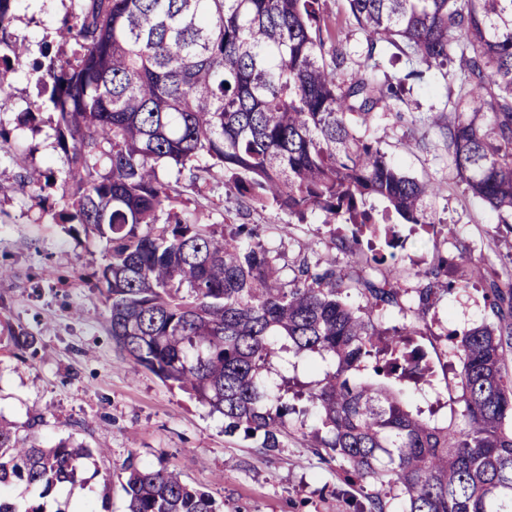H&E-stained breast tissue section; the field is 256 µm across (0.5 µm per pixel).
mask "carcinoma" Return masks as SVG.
I'll use <instances>...</instances> for the list:
<instances>
[{"instance_id": "obj_1", "label": "carcinoma", "mask_w": 512, "mask_h": 512, "mask_svg": "<svg viewBox=\"0 0 512 512\" xmlns=\"http://www.w3.org/2000/svg\"><path fill=\"white\" fill-rule=\"evenodd\" d=\"M14 0H0V49L10 48ZM62 41L70 58L43 52L39 96L56 113L67 180L65 224L106 242L98 277L109 331L132 360L224 416V433L272 452L296 408L271 394L288 382V355L322 378L297 397L322 428L316 447L374 486L361 512H512V278L485 280L462 248L433 257L407 291L374 248L391 226L434 223V185L404 173L370 137L400 85L346 63L340 31L321 0H75ZM370 46L386 43L427 68L459 59L448 150L471 194L512 213V0H348ZM231 173L238 204L274 205L302 221L316 211L350 225L337 246L351 270L305 254L283 279L278 256L248 224L219 231L176 204L161 163L194 186L210 168ZM108 171L99 172L101 161ZM385 204L380 218L368 199ZM484 282L494 321L447 334L461 364L465 427L412 412L379 378H424L431 369L409 337L440 293ZM363 307L347 302L351 294ZM408 309L414 321L384 329L372 312ZM373 360L374 381L351 371ZM83 443L41 448L0 421V512L18 510L19 482L46 498L80 477ZM127 512H217L216 502L174 473L129 457L121 468Z\"/></svg>"}]
</instances>
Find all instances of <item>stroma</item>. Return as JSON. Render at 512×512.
I'll list each match as a JSON object with an SVG mask.
<instances>
[{"label":"stroma","instance_id":"stroma-1","mask_svg":"<svg viewBox=\"0 0 512 512\" xmlns=\"http://www.w3.org/2000/svg\"><path fill=\"white\" fill-rule=\"evenodd\" d=\"M328 21L340 22L348 71L368 69L380 80L405 78L394 116L378 119L371 130L390 158L409 176L441 187L433 198L436 223L400 225V240L388 265L403 287L417 286L433 256L456 255L469 246L486 277L512 274V231L474 197L456 175L448 147L436 124L447 100L460 86L458 64L432 68L409 78L416 64L390 45L369 47L347 10L346 0H322ZM70 0H43L32 10L18 0L11 27L19 63L11 75L12 93L0 99V129L9 141L0 146V418L20 435L41 446L73 438L106 449V457L84 459L89 493L76 499L53 493L43 499L46 512H124L120 467L128 457L142 464L180 473L191 487L208 492L219 512H359L371 491L348 475L345 464L315 447L320 423L303 413L294 392L282 398L294 405L288 436L281 448L264 453L252 441L224 433V418L188 393L135 369L108 331L105 298L97 276L105 264L104 245L95 237L70 232L64 209L63 152L54 115L37 90L33 60L43 50L68 55L56 32ZM45 177L40 185L22 183L27 170ZM182 199L204 224H250L260 241L278 253L283 276H291L303 255L348 268L349 256L338 250L340 224L314 213L305 221L289 218L275 206L239 211L222 168L207 183L181 184ZM480 286L460 294H442L427 318L423 334L413 337L432 368L423 380L398 383L409 410L432 412L441 426L458 427L463 404L458 385L459 360L443 335L490 322ZM37 338L35 350H16L9 331ZM110 498H103L104 482Z\"/></svg>","mask_w":512,"mask_h":512}]
</instances>
